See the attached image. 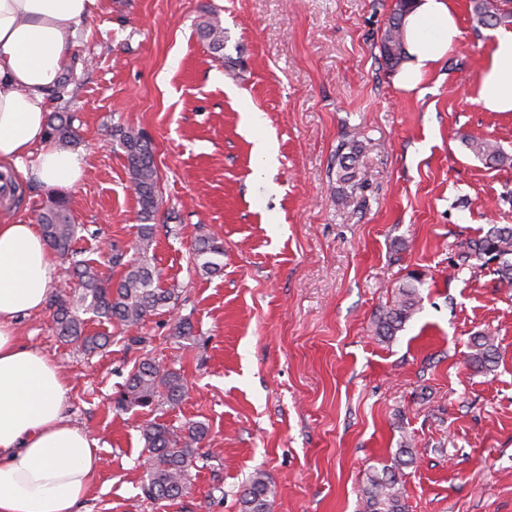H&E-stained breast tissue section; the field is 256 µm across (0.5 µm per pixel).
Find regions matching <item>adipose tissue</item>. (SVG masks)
<instances>
[{
    "label": "adipose tissue",
    "instance_id": "obj_1",
    "mask_svg": "<svg viewBox=\"0 0 512 512\" xmlns=\"http://www.w3.org/2000/svg\"><path fill=\"white\" fill-rule=\"evenodd\" d=\"M97 0H0V172L74 187L84 154L50 144L54 94ZM408 59L396 81L418 88L461 35L448 0H416L404 19ZM486 110L512 112V33L496 34L480 76ZM55 262L39 225L0 224V512H79L103 466L96 442L66 417L55 360L23 344L18 322L41 310Z\"/></svg>",
    "mask_w": 512,
    "mask_h": 512
}]
</instances>
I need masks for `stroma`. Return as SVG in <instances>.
I'll return each mask as SVG.
<instances>
[{
    "label": "stroma",
    "mask_w": 512,
    "mask_h": 512,
    "mask_svg": "<svg viewBox=\"0 0 512 512\" xmlns=\"http://www.w3.org/2000/svg\"><path fill=\"white\" fill-rule=\"evenodd\" d=\"M394 0H98L79 66L53 111L74 114L79 184L23 183L0 220H36L62 198L74 246L107 270L112 246L137 239L139 205L114 125L151 138L159 174L148 261L179 297L138 328L92 322L113 342L85 354L61 341L52 313L77 279L57 261L41 312L20 339L58 363L67 413L96 441L103 467L86 512H239L241 487L264 472L271 512H361L367 475L402 440L409 512H512V287L458 267L471 239L512 225V112L487 111L479 72L492 41L472 0H450L461 37L417 90L380 54ZM224 28V57L199 40ZM262 112L263 131L248 122ZM271 163L255 152L258 137ZM507 157L491 166L467 141ZM361 148V181L338 186L336 149ZM224 244L219 269L196 265L197 239ZM419 277V312L391 343L375 314ZM192 336L176 337L179 319ZM496 337L499 363L475 373L473 336ZM179 372L187 394L149 411L117 399L135 363ZM204 422L189 492H142V426ZM197 33L199 38L205 42L211 52L218 56V59L224 57V28L218 20L204 21L198 25ZM467 146L476 157L489 163L502 164L507 159L490 138H472L467 142Z\"/></svg>",
    "instance_id": "stroma-1"
}]
</instances>
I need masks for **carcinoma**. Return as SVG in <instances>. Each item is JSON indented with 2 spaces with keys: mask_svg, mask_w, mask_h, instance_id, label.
Masks as SVG:
<instances>
[{
  "mask_svg": "<svg viewBox=\"0 0 512 512\" xmlns=\"http://www.w3.org/2000/svg\"><path fill=\"white\" fill-rule=\"evenodd\" d=\"M414 0H395L388 27L385 30L381 54L385 62L398 66L406 58L403 20ZM473 14L477 26L494 29L512 25V0H473ZM199 38L211 52L224 57V27L217 20L198 25ZM47 135L56 142L67 145L73 142L72 116L66 112L54 113L48 122ZM112 137L118 143L127 161L132 187L138 197L139 217L137 256L112 245L109 266L118 273L114 280L103 278L94 264L78 258L72 247L76 225L72 224L67 208L54 201L39 215L47 244L63 257L71 258L72 270L80 282L77 303L65 301L57 304L53 322L59 336L81 342L88 353L102 350L112 343V336L90 334L84 316L92 315L99 321L106 320L124 328H137L155 311L164 308L175 298L177 289L165 288L159 273L142 256L154 243L155 225L151 224L158 208V175L151 141L143 131L115 126ZM470 151L478 158L501 164L506 157L490 138H472L467 142ZM359 147L340 146L336 153V177L349 183L362 177L357 167ZM224 254L220 240L205 236L198 240L195 260L205 271L217 268L213 257ZM494 269L501 283L512 285V226L491 227L485 235L468 243L461 256V265ZM419 288L403 283L391 304L381 310L374 320V336L382 342H391L402 331L421 307ZM498 355L496 339L490 334L472 338L467 366L474 372L493 371ZM181 375L158 363L144 359L129 375L121 394L122 404L131 407L154 409L168 402L177 403L183 396ZM208 434V427L200 421H188L178 431L157 422L143 428L148 457L145 462L144 491L153 500H177L183 497L192 483V467L197 451ZM414 464L410 443L405 441L392 458L391 465L373 470L361 493L362 512H408L406 493L402 481L403 469ZM272 489L265 475L255 473L242 489L239 497L240 512H271Z\"/></svg>",
  "mask_w": 512,
  "mask_h": 512,
  "instance_id": "carcinoma-1",
  "label": "carcinoma"
}]
</instances>
